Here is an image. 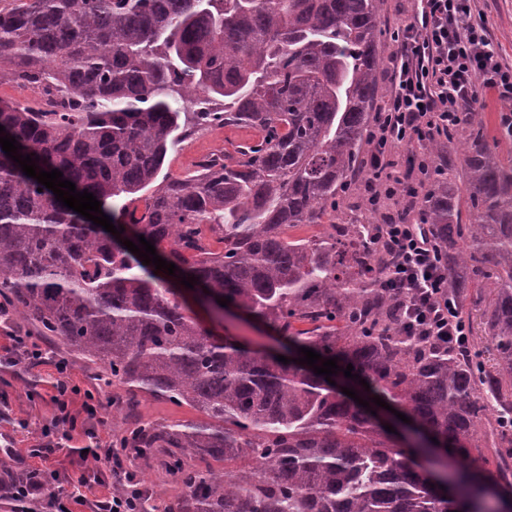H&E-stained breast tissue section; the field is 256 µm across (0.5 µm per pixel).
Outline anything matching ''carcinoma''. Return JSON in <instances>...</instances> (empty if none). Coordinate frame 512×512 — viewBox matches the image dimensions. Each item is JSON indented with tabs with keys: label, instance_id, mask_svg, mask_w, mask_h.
I'll return each instance as SVG.
<instances>
[{
	"label": "carcinoma",
	"instance_id": "carcinoma-1",
	"mask_svg": "<svg viewBox=\"0 0 512 512\" xmlns=\"http://www.w3.org/2000/svg\"><path fill=\"white\" fill-rule=\"evenodd\" d=\"M380 15L381 0H0V82L63 101L48 112L0 98L3 134L124 228L117 240L62 206L0 149V296L100 382L126 387L115 447L134 461L164 450L178 512H503L512 496V160L474 112L424 145L436 178L423 220L448 295L481 317L454 349L403 331L381 287L378 218L335 215L370 145ZM196 93L224 109L190 113ZM205 124L259 138L157 181ZM339 222L362 259L332 232ZM304 224L327 228L288 235ZM140 235L174 276L119 243ZM183 276L278 332L291 363L211 333L174 289ZM300 347L353 365L400 407L414 449L293 362ZM142 394L203 420L147 419ZM433 438L451 456L438 471L417 460ZM443 475L457 496L435 487Z\"/></svg>",
	"mask_w": 512,
	"mask_h": 512
}]
</instances>
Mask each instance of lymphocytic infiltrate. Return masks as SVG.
<instances>
[{"mask_svg": "<svg viewBox=\"0 0 512 512\" xmlns=\"http://www.w3.org/2000/svg\"><path fill=\"white\" fill-rule=\"evenodd\" d=\"M421 10L399 24L391 35L388 77L390 95L376 111L371 134L369 162L382 175L380 191L367 199L372 211L382 200L409 198L418 204L424 183H410L408 176L391 174L396 149L421 145L449 126L460 124L468 113L485 108L487 98L500 105V127L512 129V66L503 63L483 22L475 16L476 0H420ZM390 253L389 274L383 282L403 303V326L414 336H433L442 343H457L470 329L448 297V276L439 250L421 219L399 215L383 226ZM0 358L12 365L36 367L53 364L58 377L51 401L57 413L51 426L42 428L40 442L30 457L14 454L10 444L0 445V455L10 465L0 480V496L21 503V512H71L72 505L89 506L91 512H142L145 490L125 468L120 452L101 447L95 432H88L81 470L65 492H49L54 476L50 461L60 447L51 440L54 429L74 430L71 405L78 386L69 380V364L63 359L47 361L30 336L11 334L0 350ZM122 483V494L88 499L83 487L90 484Z\"/></svg>", "mask_w": 512, "mask_h": 512, "instance_id": "f902f5d3", "label": "lymphocytic infiltrate"}]
</instances>
